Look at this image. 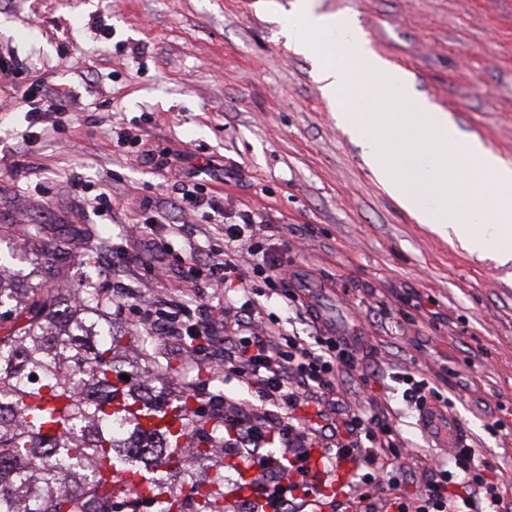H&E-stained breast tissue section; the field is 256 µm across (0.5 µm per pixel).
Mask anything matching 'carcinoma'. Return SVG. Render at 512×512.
Returning <instances> with one entry per match:
<instances>
[{
	"label": "carcinoma",
	"instance_id": "1",
	"mask_svg": "<svg viewBox=\"0 0 512 512\" xmlns=\"http://www.w3.org/2000/svg\"><path fill=\"white\" fill-rule=\"evenodd\" d=\"M28 236L67 254L40 224ZM25 256H0V512H230L224 414L198 406L207 368L115 328L94 251L67 284L11 275ZM171 404L181 424L153 422Z\"/></svg>",
	"mask_w": 512,
	"mask_h": 512
}]
</instances>
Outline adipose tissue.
Listing matches in <instances>:
<instances>
[{
	"label": "adipose tissue",
	"instance_id": "ef3b65f1",
	"mask_svg": "<svg viewBox=\"0 0 512 512\" xmlns=\"http://www.w3.org/2000/svg\"><path fill=\"white\" fill-rule=\"evenodd\" d=\"M278 21L296 53L320 57L321 90L376 182L449 243L512 267V164L417 95L352 16L294 0Z\"/></svg>",
	"mask_w": 512,
	"mask_h": 512
}]
</instances>
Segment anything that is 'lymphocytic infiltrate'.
Returning a JSON list of instances; mask_svg holds the SVG:
<instances>
[{"label": "lymphocytic infiltrate", "mask_w": 512, "mask_h": 512, "mask_svg": "<svg viewBox=\"0 0 512 512\" xmlns=\"http://www.w3.org/2000/svg\"><path fill=\"white\" fill-rule=\"evenodd\" d=\"M259 225L250 216L224 227V250L214 267L224 285L242 280L239 250L248 246L254 275L264 277L265 297L279 300L286 310L299 297L281 279L277 260L269 258L259 241ZM264 297V298H265ZM262 300V299H261ZM261 300L244 296L241 305L225 303L224 379L237 382L252 403L224 399V447L243 458L258 479L246 496L247 512H284L309 495H321L322 482L311 475L314 440L333 437L334 460L382 471L384 455H392L398 469H423V486L414 494H398L389 501L392 512H488L501 501L499 481L489 462L478 459L471 446L457 450L452 466L428 465L413 452L403 455L393 430L378 417L350 413L342 396L345 378L355 369V353L347 338L326 331L314 340L287 333L282 326L258 332ZM269 404L283 409L270 420L257 411ZM280 452H273V445Z\"/></svg>", "instance_id": "obj_1"}]
</instances>
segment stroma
Instances as JSON below:
<instances>
[{"instance_id":"1","label":"stroma","mask_w":512,"mask_h":512,"mask_svg":"<svg viewBox=\"0 0 512 512\" xmlns=\"http://www.w3.org/2000/svg\"><path fill=\"white\" fill-rule=\"evenodd\" d=\"M292 0H0V60L22 67L18 89L62 98L69 119L32 123L0 89V251L43 224L69 255L41 275L72 278L96 248L117 325H149L169 356L180 337L148 303L207 328L200 353L220 363L214 314L238 291L214 285L224 224L265 225L283 276L306 306L269 302L264 324L308 337L330 319L356 355L346 404L382 407L405 448L438 460L455 451L426 433L396 375L426 377L466 442L491 462L512 512V283L493 260L446 241L374 180L322 96L316 58L288 48L275 17ZM350 13L371 45L419 91L512 163V0H321ZM39 138L20 150L19 135ZM191 163L160 166L162 153ZM80 179L73 187L72 179ZM219 195L224 217L186 209L189 191ZM112 212L94 215L100 193ZM152 224V233L136 224ZM347 502L386 494L361 473L332 474Z\"/></svg>"}]
</instances>
